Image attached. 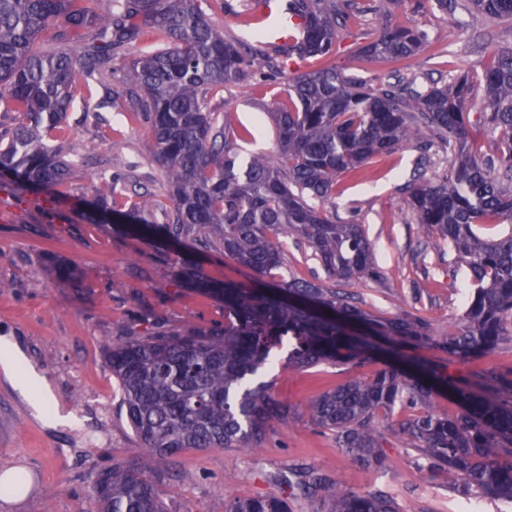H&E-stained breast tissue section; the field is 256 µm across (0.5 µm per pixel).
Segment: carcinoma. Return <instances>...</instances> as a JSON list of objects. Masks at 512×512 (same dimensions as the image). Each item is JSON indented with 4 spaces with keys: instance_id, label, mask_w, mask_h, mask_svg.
Here are the masks:
<instances>
[{
    "instance_id": "obj_1",
    "label": "carcinoma",
    "mask_w": 512,
    "mask_h": 512,
    "mask_svg": "<svg viewBox=\"0 0 512 512\" xmlns=\"http://www.w3.org/2000/svg\"><path fill=\"white\" fill-rule=\"evenodd\" d=\"M85 2L0 0V107L14 113L11 127L0 131V176L11 175L25 191L65 186L78 171L68 112L90 80L114 72L121 58L129 64L125 94L131 111L149 124L172 208L164 223L151 224V195H137L126 210V187L107 178L97 194L100 211L132 217L172 245L219 250L252 274L273 278L264 288L216 282L187 255L178 282L224 304V325L178 335L161 330L107 347L140 447L97 474L96 512H164L160 481L148 474L188 449L262 447L271 423L288 418L291 408L253 378L284 336L294 340L288 364L297 368L381 364L372 376H356L309 406L311 423L336 436L348 456L381 468L379 414L446 394L457 402L455 414L403 419L396 435L466 501L512 502V371L458 378L403 352L432 346L467 358L512 342L506 327L512 231L486 233L490 224H512V49H495L479 68L446 81L391 74L373 86L335 63L348 20L370 11L364 0H288L306 33L286 54L267 45L258 25H251V43L225 38L196 0H107L100 13ZM463 6L471 14L512 18V0H464ZM374 23L378 37L349 48L353 57L397 66L426 47L424 31L399 23L389 10ZM147 37L159 47L131 55ZM294 57L316 58L321 67L288 77L284 99L270 113L276 150L244 163L239 134L224 113L208 109L207 95L264 69L278 78ZM476 105L479 120L498 135V166L469 151L468 116ZM428 134L448 147V170L415 179L404 191L426 238L451 246L471 272L470 301L451 331L439 336L410 312L377 318L334 288L279 275L278 240L292 238L311 249L332 279L377 278L362 226L336 219L323 204L336 198L341 175H361L370 159L407 142L426 152ZM51 271L62 286L79 279L71 264L55 262ZM287 483L292 495L317 501V512H398L383 491H346L311 469L296 471ZM224 512L289 509L279 497H234L224 501Z\"/></svg>"
}]
</instances>
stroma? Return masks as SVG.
Segmentation results:
<instances>
[{
	"instance_id": "1",
	"label": "stroma",
	"mask_w": 512,
	"mask_h": 512,
	"mask_svg": "<svg viewBox=\"0 0 512 512\" xmlns=\"http://www.w3.org/2000/svg\"><path fill=\"white\" fill-rule=\"evenodd\" d=\"M372 6L392 11L397 20L427 35V48L409 59L403 71L407 77L445 80L476 67L486 47L512 49V19L444 13L426 0H373ZM125 72L124 63L116 62L112 77L92 81L89 92L74 102L68 122L83 163L61 196L21 193L11 178H0V208L13 210L10 222H0V338L18 345L64 418L56 425L38 419L24 395L0 378V472L11 469L28 478L25 497L16 502L0 497V512H94L97 473L112 461L129 459L138 445L121 407L120 386L105 362L106 348L161 329L178 333L189 326L224 323L220 303L181 288L174 279L181 251L153 235L126 232L99 218L89 205L102 172L118 175L128 191L154 197L152 223H163L172 206L166 177L153 159L149 128L128 108ZM282 89L278 79L210 92V107L227 112L244 131L238 141L242 160L274 151L269 113ZM116 138L122 150H113ZM430 155L431 164L422 163L420 150L408 143L392 155L372 158L364 176L341 178L336 214L362 224L381 275L344 281L340 287L373 316L417 313L442 335L464 309L469 272L450 247L428 242L407 211V182L420 174L434 177L447 166L441 143H434ZM51 255L80 267V287L57 286L47 261ZM413 354L457 375L512 371L511 343L475 358L427 347ZM356 374L351 366L332 363L302 370L284 362L268 367L262 379L270 383L273 396L293 407L292 416L272 423L263 448L253 453L188 450L159 465L167 512H224L228 496H284L287 488L273 482L272 473L289 476L304 467L356 493L382 489L400 512H458L461 498L444 480L422 478L419 452L390 432L393 422L419 413V406L399 404L380 419L387 435L388 471L382 476L354 462L337 448L332 434L310 423L311 401ZM182 469L194 474L193 482L178 480Z\"/></svg>"
}]
</instances>
